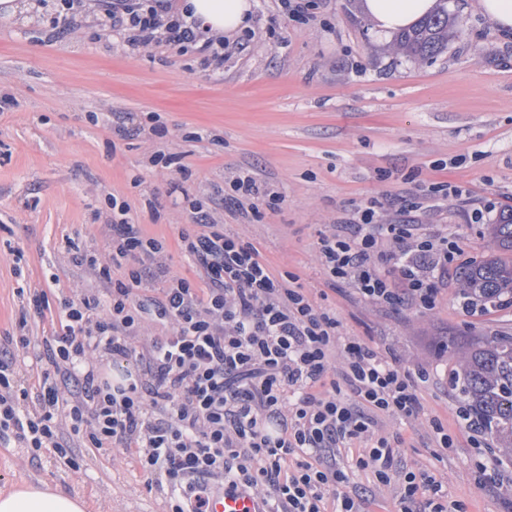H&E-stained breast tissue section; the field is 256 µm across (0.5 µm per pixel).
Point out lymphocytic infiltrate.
Segmentation results:
<instances>
[{
    "label": "lymphocytic infiltrate",
    "mask_w": 512,
    "mask_h": 512,
    "mask_svg": "<svg viewBox=\"0 0 512 512\" xmlns=\"http://www.w3.org/2000/svg\"><path fill=\"white\" fill-rule=\"evenodd\" d=\"M101 25L132 50L161 44L224 63L223 40L203 38L171 0H112ZM189 209L200 228L181 232V247L203 269L205 287L169 276L165 242L146 236L127 203L116 202L111 266L74 254L108 280L106 316H94L96 299L75 293L62 302L60 331L0 343V444L33 457L50 451L72 470L77 449L122 450L149 487L168 490V512H208L225 484L248 490L267 512H364L365 498L351 489L359 470L399 483L400 512H449L441 481L396 468L390 442L374 435L378 416L420 415L411 375L363 341L338 339L335 314L315 305L296 276L274 273L255 246L209 221L201 202ZM459 252L457 241L403 221L373 225L368 212L351 234L319 238L329 280L350 282L372 302L419 310L433 307L432 278ZM149 275L165 288L135 300ZM147 320L171 332L141 349ZM19 347L46 363L36 391L15 371ZM104 356L118 378L99 365ZM368 438L371 447L341 459V449Z\"/></svg>",
    "instance_id": "obj_1"
}]
</instances>
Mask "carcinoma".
<instances>
[{
  "label": "carcinoma",
  "mask_w": 512,
  "mask_h": 512,
  "mask_svg": "<svg viewBox=\"0 0 512 512\" xmlns=\"http://www.w3.org/2000/svg\"><path fill=\"white\" fill-rule=\"evenodd\" d=\"M439 2L434 14L396 35L395 52L426 62L448 48L460 20L448 12V0ZM487 233L494 251L459 268L458 298L469 310L492 312L512 307V207L487 225ZM452 382L470 426L512 458V334L475 337Z\"/></svg>",
  "instance_id": "carcinoma-1"
}]
</instances>
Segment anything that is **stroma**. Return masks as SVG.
Listing matches in <instances>:
<instances>
[{"label":"stroma","instance_id":"obj_1","mask_svg":"<svg viewBox=\"0 0 512 512\" xmlns=\"http://www.w3.org/2000/svg\"><path fill=\"white\" fill-rule=\"evenodd\" d=\"M111 2L87 0L68 19L58 18L57 0L0 17V98L11 100L0 112V339L51 335L71 291L104 297L105 281L77 265L71 247L107 261L115 199L148 236L166 241L171 275L199 280L179 233L192 222L188 199L201 200L226 233L335 311L339 336L425 372L421 415L379 421L380 435L401 440L400 465L434 472L459 512H512V460L460 423L450 385L472 338L512 334V308L464 311L453 263L434 278L432 309L379 305L349 282L328 288L318 253L321 234L351 233L368 208L376 223L411 219L457 239L461 261L491 251L469 215L487 210L492 224L512 206V39L475 0H450L462 29L447 50L417 63L378 42L361 0H311L306 23L280 0H253L250 28L225 41L215 68L192 51L123 49L98 22ZM119 112L158 115L164 132L121 137ZM157 150L190 178L150 166ZM242 172L278 198L256 220L234 215L230 184ZM450 184L464 186L467 201L448 196ZM41 292L49 310L27 312ZM438 424L451 447H439ZM78 454L74 471L50 453L35 460L0 446V492L43 482L79 494L87 512H166V492L148 489L130 458ZM493 459L498 478L479 481L477 463Z\"/></svg>","mask_w":512,"mask_h":512}]
</instances>
